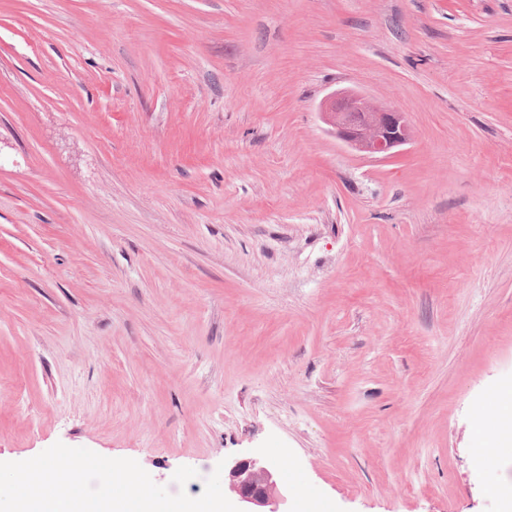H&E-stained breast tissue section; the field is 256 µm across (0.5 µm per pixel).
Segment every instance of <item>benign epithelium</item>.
<instances>
[{
    "instance_id": "obj_1",
    "label": "benign epithelium",
    "mask_w": 512,
    "mask_h": 512,
    "mask_svg": "<svg viewBox=\"0 0 512 512\" xmlns=\"http://www.w3.org/2000/svg\"><path fill=\"white\" fill-rule=\"evenodd\" d=\"M320 112L336 138L372 158H390L412 141L405 113L375 105L359 92H332L321 103ZM225 470L228 489L242 512H288V491L278 486L271 462L248 457L227 465Z\"/></svg>"
}]
</instances>
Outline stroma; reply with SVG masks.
<instances>
[{
  "mask_svg": "<svg viewBox=\"0 0 512 512\" xmlns=\"http://www.w3.org/2000/svg\"><path fill=\"white\" fill-rule=\"evenodd\" d=\"M341 88L411 143L344 146ZM509 389L512 0H0V462L504 512ZM320 112L336 138L372 158H390L412 141L404 112L375 105L359 92H332L321 103ZM498 416L500 418V427L498 430H488L481 432L479 434V447L476 448V451L481 456L492 455L493 452L498 448L499 439L501 436V432L507 425H510L512 422V394L508 392L501 397L499 401V412ZM228 489L242 512H288V491L276 481L275 466L260 457H248L225 466Z\"/></svg>",
  "mask_w": 512,
  "mask_h": 512,
  "instance_id": "stroma-1",
  "label": "stroma"
}]
</instances>
